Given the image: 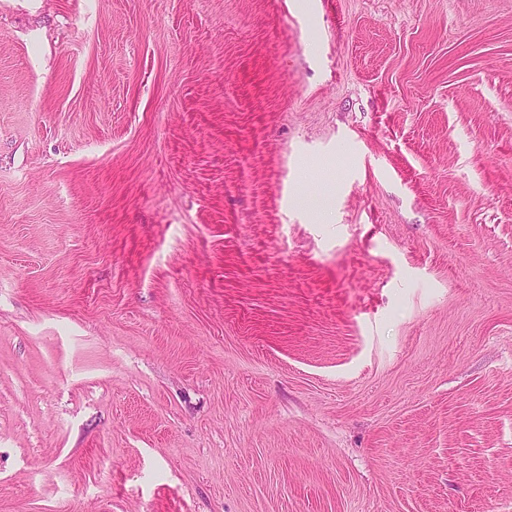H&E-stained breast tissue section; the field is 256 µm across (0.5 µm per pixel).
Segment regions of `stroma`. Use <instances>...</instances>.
Instances as JSON below:
<instances>
[{
  "instance_id": "35a3bbf8",
  "label": "stroma",
  "mask_w": 512,
  "mask_h": 512,
  "mask_svg": "<svg viewBox=\"0 0 512 512\" xmlns=\"http://www.w3.org/2000/svg\"><path fill=\"white\" fill-rule=\"evenodd\" d=\"M0 512H512V0H0Z\"/></svg>"
}]
</instances>
